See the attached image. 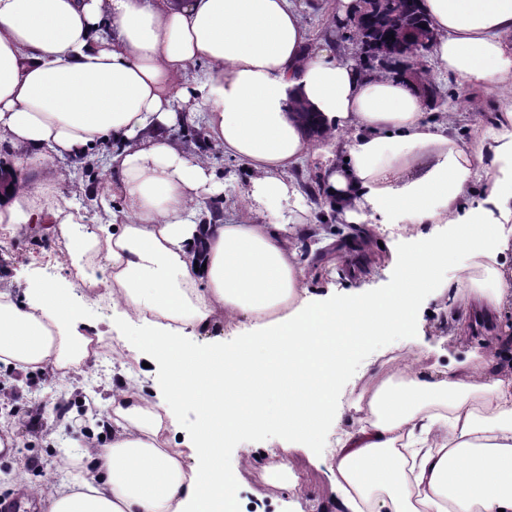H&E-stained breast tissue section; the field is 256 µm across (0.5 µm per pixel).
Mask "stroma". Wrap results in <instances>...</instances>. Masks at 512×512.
Instances as JSON below:
<instances>
[{
    "mask_svg": "<svg viewBox=\"0 0 512 512\" xmlns=\"http://www.w3.org/2000/svg\"><path fill=\"white\" fill-rule=\"evenodd\" d=\"M422 66L442 95L439 106L432 110L433 118L441 121L446 113H454V134L468 143L478 139L480 129L472 115L492 110L500 90L490 88L474 95L440 73L431 59H423ZM206 154L226 185L220 209L225 213L233 211L239 191L251 173L244 162L225 156L217 148L207 149ZM322 168V159L316 158L294 174L310 213L307 222L298 223L299 212L290 204L284 205L278 216L280 222L294 226V246L300 261L312 273L309 288L317 295L385 292L398 275L400 257L410 246L409 231L402 224H345L339 233L327 234L324 246L310 245L309 236L319 226L322 215ZM60 172L65 178L57 185V196L76 207L95 194L110 176L107 165H99L89 176L83 161L58 157L50 167L35 170L32 178L48 180ZM67 243V229L59 224H29L17 231L0 226V289L9 291L18 301L32 302L45 283H55L82 310L89 331L101 336L95 355L68 372L51 366L19 370L0 362V420L13 430L11 447L0 450V500L48 480L96 482L99 468L96 462L85 458V445L103 436L111 437L112 409L107 401L113 387L120 385L136 365V339L119 324L108 288H83L72 275V263L66 260ZM467 267L466 260L457 258L442 269L436 286L428 289L417 304L414 335L375 337L349 360L345 375L336 386V416L326 423L318 439L321 448H329L348 429L350 407L358 395L362 371L391 370L409 352L419 353L421 367L434 373L459 367L470 357L484 331L471 328L461 333L455 324L471 323L475 309L448 305V286L463 278ZM32 412L41 418L34 429L27 424ZM250 448L261 451L267 462L292 456L294 474L304 492L297 497L287 493L276 496L261 481L245 477L239 486L244 505L262 503L267 505V512H324L332 497L327 461L309 459L304 451L293 448L286 434L267 428L248 440L226 442L225 470L241 471Z\"/></svg>",
    "mask_w": 512,
    "mask_h": 512,
    "instance_id": "1",
    "label": "stroma"
}]
</instances>
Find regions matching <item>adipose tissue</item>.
I'll list each match as a JSON object with an SVG mask.
<instances>
[{
	"label": "adipose tissue",
	"mask_w": 512,
	"mask_h": 512,
	"mask_svg": "<svg viewBox=\"0 0 512 512\" xmlns=\"http://www.w3.org/2000/svg\"><path fill=\"white\" fill-rule=\"evenodd\" d=\"M423 7L438 69L475 92L512 90V0ZM187 110L249 167L242 210L203 217L224 184L174 137ZM478 120L479 140L465 143L429 119L411 83L338 55L333 34L311 42L298 0H0V143L15 153L0 224L45 214L75 225L69 256L82 258L96 245L77 228L85 214L28 173L113 143L93 219L112 228V308L140 333V368L112 392V440L87 447L102 478L29 493L51 512H238L225 442L272 427L313 448L349 357L372 337L412 334L450 257L466 254L472 269L455 298L512 312V105ZM332 150L341 160L322 173L320 202L337 223L434 227L386 292L313 294L290 229L273 220L300 197L293 171ZM216 321L232 327V347L189 343ZM82 322L55 285L28 303L0 291V362L84 363L95 339ZM510 358L492 334L462 373L413 356L365 378L330 451L334 512H512ZM155 364L170 395L194 405L190 430L145 394Z\"/></svg>",
	"instance_id": "obj_1"
}]
</instances>
